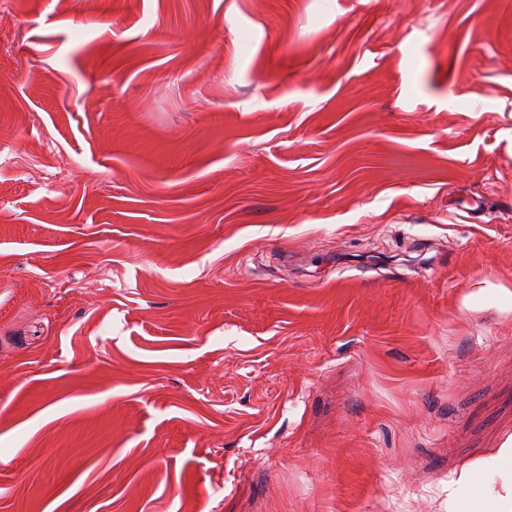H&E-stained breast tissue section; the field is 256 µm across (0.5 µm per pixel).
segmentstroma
<instances>
[{"mask_svg": "<svg viewBox=\"0 0 512 512\" xmlns=\"http://www.w3.org/2000/svg\"><path fill=\"white\" fill-rule=\"evenodd\" d=\"M508 444L512 0L0 10V512H465Z\"/></svg>", "mask_w": 512, "mask_h": 512, "instance_id": "stroma-1", "label": "stroma"}]
</instances>
